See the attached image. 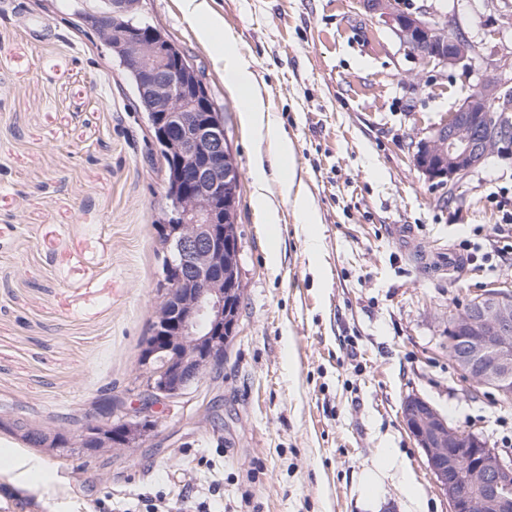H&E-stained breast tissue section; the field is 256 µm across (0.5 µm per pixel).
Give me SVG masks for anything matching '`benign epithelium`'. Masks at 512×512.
<instances>
[{"mask_svg": "<svg viewBox=\"0 0 512 512\" xmlns=\"http://www.w3.org/2000/svg\"><path fill=\"white\" fill-rule=\"evenodd\" d=\"M140 0H112V11L90 16L99 37L139 73L138 94L152 113L156 140L175 160L170 177L180 185L174 216L160 226L173 277L162 289L145 339L144 386L138 402L100 396L94 423L77 431L64 426L41 431V451L59 457L72 446L88 467L144 435L156 407L176 402L217 361L224 332L235 329L224 287V225L236 207L240 172L224 161V124L209 117V95L195 68L172 60L171 42L159 31L125 23ZM413 54L427 63L457 66L479 54L463 36L449 35L420 15H400L389 0H364ZM512 96V75L497 71L415 144L414 165L428 180L456 183L496 154L512 156V118L497 105ZM448 347L472 386L512 400V290L490 288L448 320ZM403 422L426 457L450 512H512V457L506 459L480 436L448 422L433 404L408 396Z\"/></svg>", "mask_w": 512, "mask_h": 512, "instance_id": "benign-epithelium-1", "label": "benign epithelium"}]
</instances>
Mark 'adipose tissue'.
<instances>
[{"label": "adipose tissue", "mask_w": 512, "mask_h": 512, "mask_svg": "<svg viewBox=\"0 0 512 512\" xmlns=\"http://www.w3.org/2000/svg\"><path fill=\"white\" fill-rule=\"evenodd\" d=\"M199 36L209 41L215 37L224 39V75L229 84L243 93L245 104L240 112L243 127L253 137L268 140L280 164H287L293 156V148L287 136L267 116L261 96L256 92L250 65L235 49L234 38L225 33L219 18H211L206 27L200 28Z\"/></svg>", "instance_id": "adipose-tissue-1"}]
</instances>
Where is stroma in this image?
Wrapping results in <instances>:
<instances>
[{"mask_svg": "<svg viewBox=\"0 0 512 512\" xmlns=\"http://www.w3.org/2000/svg\"><path fill=\"white\" fill-rule=\"evenodd\" d=\"M237 37L266 108L294 147L318 224L279 201L262 224L250 165L268 147L239 123L223 40L180 0L141 11L193 62L240 171L243 288L223 362L161 408L142 441L80 470L41 457L40 493L0 476V512H92L131 494L173 501L219 481L216 512H450L400 417L417 395L512 453V403L472 391L448 354V316L512 285V160L489 158L455 188L414 165V143L492 70L512 69V0H390L482 55L424 64L361 0H207ZM103 0H0V416L89 422L105 386L135 400L162 257L164 161L147 114L84 13ZM480 244L452 270L444 252ZM379 502L361 478L382 449Z\"/></svg>", "mask_w": 512, "mask_h": 512, "instance_id": "1", "label": "stroma"}]
</instances>
